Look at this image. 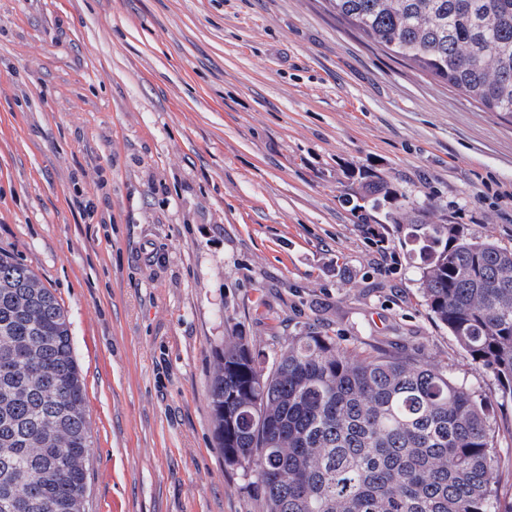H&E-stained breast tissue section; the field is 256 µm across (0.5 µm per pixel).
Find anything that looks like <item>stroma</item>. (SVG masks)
I'll list each match as a JSON object with an SVG mask.
<instances>
[{
  "label": "stroma",
  "instance_id": "stroma-1",
  "mask_svg": "<svg viewBox=\"0 0 512 512\" xmlns=\"http://www.w3.org/2000/svg\"><path fill=\"white\" fill-rule=\"evenodd\" d=\"M383 179L400 196L352 212ZM512 248V116L383 51L330 0H0V251L71 322L92 425L86 512H266L207 394L225 336L412 355L512 402L419 293L390 212Z\"/></svg>",
  "mask_w": 512,
  "mask_h": 512
}]
</instances>
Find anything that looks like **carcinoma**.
<instances>
[{
	"instance_id": "cac0c4a2",
	"label": "carcinoma",
	"mask_w": 512,
	"mask_h": 512,
	"mask_svg": "<svg viewBox=\"0 0 512 512\" xmlns=\"http://www.w3.org/2000/svg\"><path fill=\"white\" fill-rule=\"evenodd\" d=\"M391 55L512 115V0H333ZM386 182L361 199H394ZM419 289L477 371L512 400V248L402 208ZM224 464L253 475L267 512H512L495 486L487 402L447 372L396 353L292 336L266 368L226 336L208 386ZM91 425L70 322L54 292L0 252V512H85ZM74 460L56 465V450Z\"/></svg>"
}]
</instances>
